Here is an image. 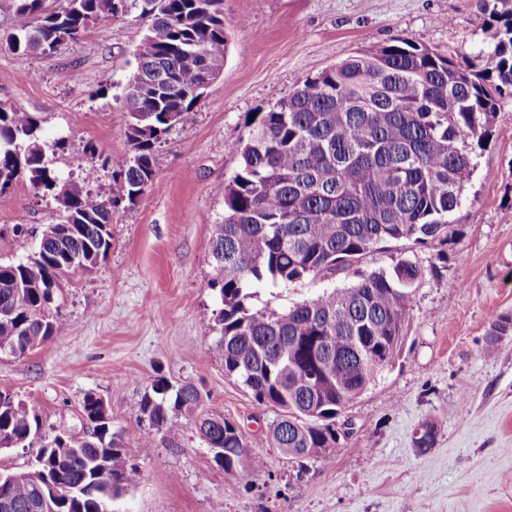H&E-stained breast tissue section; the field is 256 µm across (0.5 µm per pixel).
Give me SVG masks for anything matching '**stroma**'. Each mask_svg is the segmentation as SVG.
<instances>
[{"mask_svg":"<svg viewBox=\"0 0 512 512\" xmlns=\"http://www.w3.org/2000/svg\"><path fill=\"white\" fill-rule=\"evenodd\" d=\"M140 12L97 20L46 56L8 47L27 20L0 0V105L34 113L51 167L102 193L111 175L100 155L128 151L119 97L147 28ZM224 26V70L157 145L153 187L113 211L107 257L65 282L52 340L22 357L0 354V390L38 411L46 439L80 431L89 393L107 403L114 429L129 426L160 379L195 385L205 411L244 432L248 463L228 480L191 419L160 430L142 421L125 442L140 479L115 512H512V335L489 343L496 317L512 313V94L470 146L474 170L444 257L406 244L365 258V269L378 270L405 256L423 277L401 357L337 417L329 458L295 459L271 446L273 413L224 373L219 301L207 286L224 215L216 189L236 169L251 115L303 77L396 38L470 69L495 21L482 0H224ZM53 204L28 181L14 186L0 203V260L34 250L35 240L10 229L41 223ZM328 285L345 281L263 288L258 301L280 309ZM426 423L436 439L420 449L414 437Z\"/></svg>","mask_w":512,"mask_h":512,"instance_id":"1","label":"stroma"}]
</instances>
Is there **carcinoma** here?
<instances>
[{
    "mask_svg": "<svg viewBox=\"0 0 512 512\" xmlns=\"http://www.w3.org/2000/svg\"><path fill=\"white\" fill-rule=\"evenodd\" d=\"M150 24L137 50L138 67L121 104L129 147L101 196L63 179L49 166L41 124L31 112L0 105V200L20 179L52 197L43 224H15L13 236L38 244L24 261H0V353L35 350L56 333L52 297L65 279L92 270L111 248L112 209L154 185L156 145L179 116L197 106L196 89L224 69L229 36L224 0H132ZM28 25L10 34L19 52L51 54L88 25L115 17L113 0H15ZM502 21L478 70L406 38L359 53L298 82L263 113L238 149L233 175L217 193L224 220L211 241L208 287L221 307L214 322L225 374L270 409L272 446L294 458L336 448V416L402 353L409 303L422 277L399 259L391 270L367 271L366 255L410 242L450 243L451 217L474 164L465 140H482L498 98L512 91V0H483ZM342 276L344 288L273 310L253 303L255 289ZM512 335V314L492 324L489 347ZM157 384L135 410L131 426L112 431L103 399L88 393L81 410L91 433L51 443L72 452L57 464L66 486L57 496L39 475L0 472V512H114L113 503L140 479L128 463L124 437L146 417L157 429L185 414L209 448L223 449L224 476L245 470L247 442L222 416L203 410L191 383L173 395ZM38 412L0 391V449L26 448L40 436Z\"/></svg>",
    "mask_w": 512,
    "mask_h": 512,
    "instance_id": "obj_1",
    "label": "carcinoma"
}]
</instances>
